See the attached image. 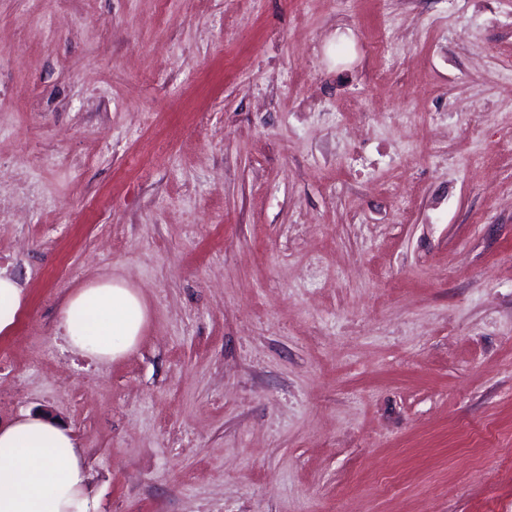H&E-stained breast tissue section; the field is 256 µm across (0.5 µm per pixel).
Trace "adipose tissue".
I'll list each match as a JSON object with an SVG mask.
<instances>
[{"label":"adipose tissue","instance_id":"ef3b65f1","mask_svg":"<svg viewBox=\"0 0 512 512\" xmlns=\"http://www.w3.org/2000/svg\"><path fill=\"white\" fill-rule=\"evenodd\" d=\"M148 319L142 295L120 278L70 292L59 308L68 346L94 361L133 350ZM71 430L40 412L0 422V512H98Z\"/></svg>","mask_w":512,"mask_h":512}]
</instances>
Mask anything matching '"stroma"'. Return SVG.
Wrapping results in <instances>:
<instances>
[{
    "instance_id": "obj_1",
    "label": "stroma",
    "mask_w": 512,
    "mask_h": 512,
    "mask_svg": "<svg viewBox=\"0 0 512 512\" xmlns=\"http://www.w3.org/2000/svg\"><path fill=\"white\" fill-rule=\"evenodd\" d=\"M0 270L99 512H512V0H0ZM148 319L142 295L121 278H101L70 292L59 308L68 346L94 361L133 350Z\"/></svg>"
}]
</instances>
